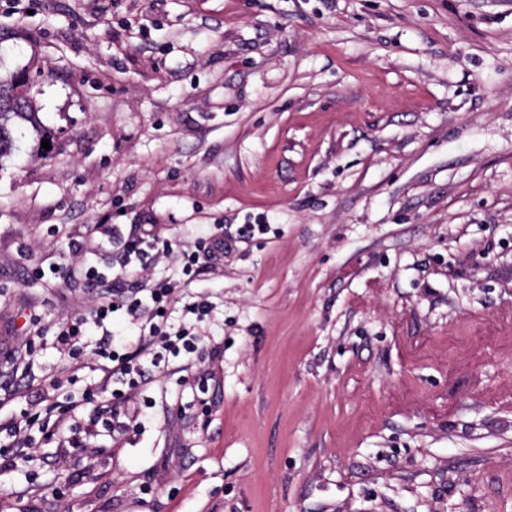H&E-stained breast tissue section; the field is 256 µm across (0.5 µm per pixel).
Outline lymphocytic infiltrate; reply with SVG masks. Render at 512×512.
Returning a JSON list of instances; mask_svg holds the SVG:
<instances>
[{"label": "lymphocytic infiltrate", "mask_w": 512, "mask_h": 512, "mask_svg": "<svg viewBox=\"0 0 512 512\" xmlns=\"http://www.w3.org/2000/svg\"><path fill=\"white\" fill-rule=\"evenodd\" d=\"M98 244H120L123 260L118 269L100 271L95 265L85 262L89 242ZM228 247L223 236H215L205 246L184 247L173 250L171 243L161 239L152 231L124 233L118 224H89L73 234V253L80 256V266L72 274L84 283L96 287L108 284L105 294L96 298L88 315L59 322L54 331L55 344L67 352L71 359V373L85 369L80 355L87 346L88 325L105 327L115 311L125 312L141 323L140 334L134 345L120 349L111 348L108 342H100L94 350L98 371L97 382L88 384L82 394L87 402H95L97 415L117 413V386L127 392H144L151 382V373L168 368L171 359L182 358V371H192L203 351V338L193 327L174 325L169 321V311L178 303L175 284H153L144 279L143 258L151 251L165 254L177 253L182 263V273L193 277L200 264L217 269L224 265V253ZM182 303V302H179ZM185 314L195 324L206 321L213 306L206 298L197 297L182 303Z\"/></svg>", "instance_id": "lymphocytic-infiltrate-1"}]
</instances>
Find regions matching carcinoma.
<instances>
[{
    "mask_svg": "<svg viewBox=\"0 0 512 512\" xmlns=\"http://www.w3.org/2000/svg\"><path fill=\"white\" fill-rule=\"evenodd\" d=\"M24 82L0 81V160L10 157L16 149L15 133L21 127L33 131L37 141H54L55 130L43 124L32 98L22 91Z\"/></svg>",
    "mask_w": 512,
    "mask_h": 512,
    "instance_id": "carcinoma-1",
    "label": "carcinoma"
}]
</instances>
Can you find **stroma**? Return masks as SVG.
<instances>
[{
    "instance_id": "1",
    "label": "stroma",
    "mask_w": 512,
    "mask_h": 512,
    "mask_svg": "<svg viewBox=\"0 0 512 512\" xmlns=\"http://www.w3.org/2000/svg\"><path fill=\"white\" fill-rule=\"evenodd\" d=\"M29 78L0 163V512H512V0H0ZM193 292L204 392L176 369L85 449L9 427L95 289L85 224L174 243L241 225ZM23 86L20 80L10 84L0 81V161L14 153L15 133L21 127L33 131L39 146L42 140L52 143L56 138L55 130L43 124L32 98L21 91Z\"/></svg>"
}]
</instances>
